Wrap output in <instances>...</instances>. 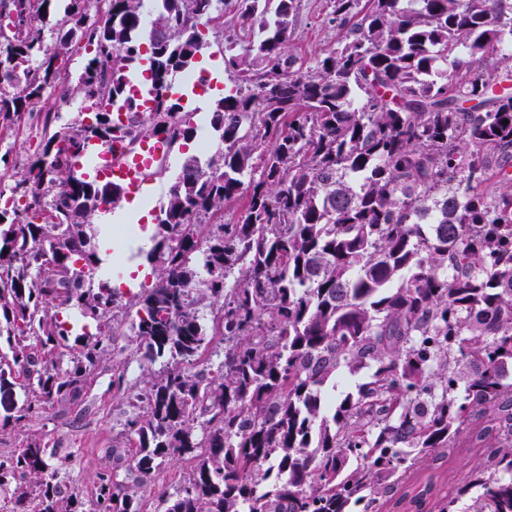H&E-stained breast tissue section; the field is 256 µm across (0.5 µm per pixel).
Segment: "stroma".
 <instances>
[{
    "instance_id": "stroma-1",
    "label": "stroma",
    "mask_w": 512,
    "mask_h": 512,
    "mask_svg": "<svg viewBox=\"0 0 512 512\" xmlns=\"http://www.w3.org/2000/svg\"><path fill=\"white\" fill-rule=\"evenodd\" d=\"M331 6V0H300L290 50L301 62L314 61L335 46L336 30L328 22ZM216 97V91L199 87L190 92L188 108L193 112L195 136L189 144L173 148L166 172L140 196V211L159 207L184 161L200 155L201 144L213 143L209 107ZM44 138L42 113H27L19 120L0 114V184L10 185L12 174L39 155ZM140 211L122 206L109 216L114 253L104 257L103 267L121 273L133 268L151 273V266L138 257L137 250L149 243L154 228L140 222ZM134 320V311L116 310L109 321L114 348L98 359L78 397L47 406L39 416L21 424L0 428V454L22 447L27 440H41L46 447L69 456L71 482L83 492H91L97 473L112 465L111 449L127 443L125 424L135 410V395L145 369L159 372L167 365L163 358L145 363V347L131 331ZM117 367L125 374L124 387L120 390L112 383L113 370Z\"/></svg>"
}]
</instances>
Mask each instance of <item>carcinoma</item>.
<instances>
[{
    "label": "carcinoma",
    "instance_id": "cac0c4a2",
    "mask_svg": "<svg viewBox=\"0 0 512 512\" xmlns=\"http://www.w3.org/2000/svg\"><path fill=\"white\" fill-rule=\"evenodd\" d=\"M85 2L69 0L73 26L54 45L26 25L0 56V112L19 119L72 43L92 42L62 95L80 100L78 119L42 150L56 165L31 162L8 187L28 204L0 208V223L13 215L0 230V319L13 329L3 423L77 394L110 346L102 320L117 296L93 285L108 246L93 223L123 194L78 169L89 142L192 140L168 89L228 10L240 20L224 43L233 86L211 106L224 152L184 163L146 253L155 282L130 300L150 360L174 364L147 370L135 395L139 450L112 449L128 481L104 471L90 495L68 494L66 459L29 442L0 454L18 512H142L137 488L168 461L191 473L153 512H384L399 490L415 512H512V0H333L336 47L307 65L289 54L300 0H152V25L140 0H105L91 22ZM143 61L156 80L142 116L129 90ZM243 191L239 217L215 221ZM63 307L80 318L60 321ZM205 308L224 337L208 376L183 367L205 352ZM71 341L66 367L39 358ZM341 368L363 377L329 404ZM464 434L480 458L453 488L415 484Z\"/></svg>",
    "mask_w": 512,
    "mask_h": 512
}]
</instances>
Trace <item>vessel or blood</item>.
Listing matches in <instances>:
<instances>
[{
  "instance_id": "obj_1",
  "label": "vessel or blood",
  "mask_w": 512,
  "mask_h": 512,
  "mask_svg": "<svg viewBox=\"0 0 512 512\" xmlns=\"http://www.w3.org/2000/svg\"><path fill=\"white\" fill-rule=\"evenodd\" d=\"M170 151V145L159 136L134 147L117 138L108 147L91 142L86 158L96 177L112 180L127 194L137 196L149 185L154 169L166 161Z\"/></svg>"
}]
</instances>
